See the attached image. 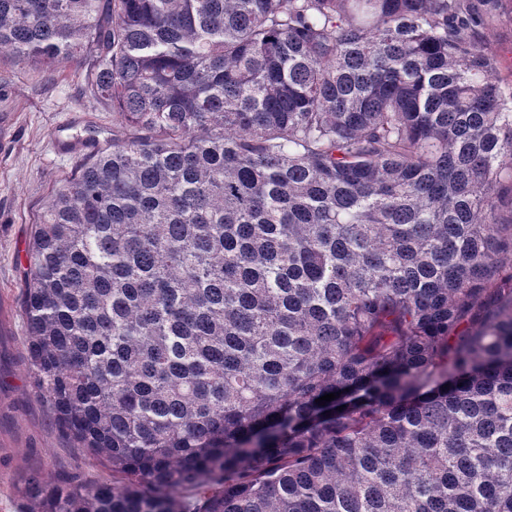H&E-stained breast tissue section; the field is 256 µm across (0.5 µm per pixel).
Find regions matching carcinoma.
<instances>
[{"instance_id":"obj_1","label":"carcinoma","mask_w":512,"mask_h":512,"mask_svg":"<svg viewBox=\"0 0 512 512\" xmlns=\"http://www.w3.org/2000/svg\"><path fill=\"white\" fill-rule=\"evenodd\" d=\"M476 22L0 0V54L89 56L116 120L20 268L37 397L112 478L32 472L27 512H512V89Z\"/></svg>"}]
</instances>
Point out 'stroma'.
Returning a JSON list of instances; mask_svg holds the SVG:
<instances>
[{
  "instance_id": "35a3bbf8",
  "label": "stroma",
  "mask_w": 512,
  "mask_h": 512,
  "mask_svg": "<svg viewBox=\"0 0 512 512\" xmlns=\"http://www.w3.org/2000/svg\"><path fill=\"white\" fill-rule=\"evenodd\" d=\"M479 9L478 23L465 36L512 83V0H481ZM85 68L79 62L44 73L12 55L0 56V512H23L16 487L31 472L82 480L107 474L38 400L20 311L18 268L33 225L80 160L67 141L92 136L100 147L112 141V109L90 94Z\"/></svg>"
}]
</instances>
